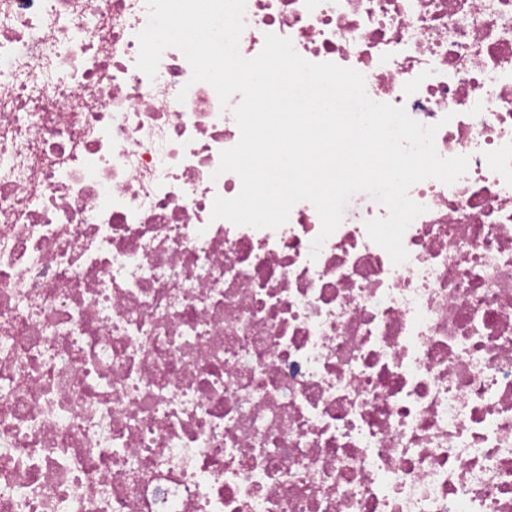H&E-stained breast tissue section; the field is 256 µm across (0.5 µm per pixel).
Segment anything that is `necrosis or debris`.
I'll return each instance as SVG.
<instances>
[{"label": "necrosis or debris", "instance_id": "necrosis-or-debris-1", "mask_svg": "<svg viewBox=\"0 0 512 512\" xmlns=\"http://www.w3.org/2000/svg\"><path fill=\"white\" fill-rule=\"evenodd\" d=\"M147 0H0V512H512V0H246L470 158L400 265L212 219L240 131Z\"/></svg>", "mask_w": 512, "mask_h": 512}]
</instances>
